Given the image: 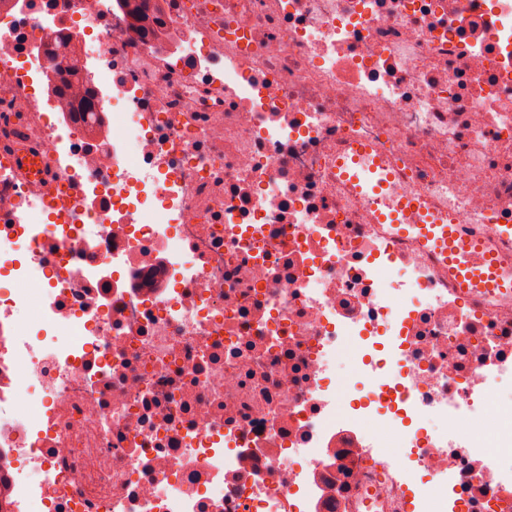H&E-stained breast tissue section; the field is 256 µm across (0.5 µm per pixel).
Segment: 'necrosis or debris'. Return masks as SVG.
Here are the masks:
<instances>
[{
  "instance_id": "obj_1",
  "label": "necrosis or debris",
  "mask_w": 512,
  "mask_h": 512,
  "mask_svg": "<svg viewBox=\"0 0 512 512\" xmlns=\"http://www.w3.org/2000/svg\"><path fill=\"white\" fill-rule=\"evenodd\" d=\"M221 2L216 40L169 0L165 56L111 0L0 13V102L84 196L0 161L18 512H512V295L449 288L335 172L370 140L512 256V0ZM78 47L66 120L44 78ZM90 111L122 115L111 146L87 148ZM157 246L165 292L115 291ZM346 375L368 391L342 408Z\"/></svg>"
}]
</instances>
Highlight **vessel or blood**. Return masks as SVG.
I'll list each match as a JSON object with an SVG mask.
<instances>
[{"label":"vessel or blood","mask_w":512,"mask_h":512,"mask_svg":"<svg viewBox=\"0 0 512 512\" xmlns=\"http://www.w3.org/2000/svg\"><path fill=\"white\" fill-rule=\"evenodd\" d=\"M0 158L18 174L43 180L48 190L62 188L68 200L79 199V187L63 183L57 168L36 163L34 154L12 139L0 138ZM336 176L370 202L373 223L386 225L395 237L415 242L446 265L451 287L480 298L512 294V263L484 246L458 217L423 206L414 195L401 190L395 166L372 142L356 139L345 145L336 156Z\"/></svg>","instance_id":"1"}]
</instances>
